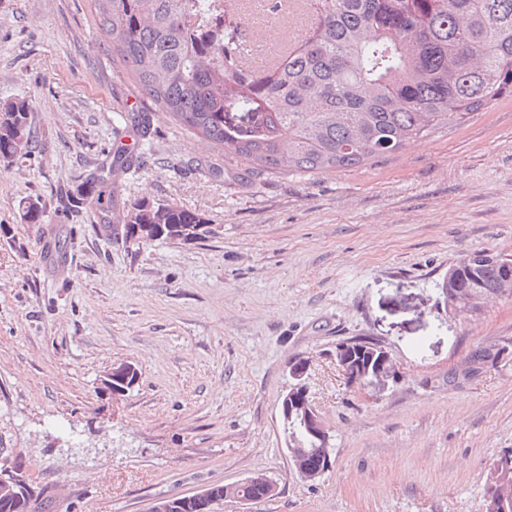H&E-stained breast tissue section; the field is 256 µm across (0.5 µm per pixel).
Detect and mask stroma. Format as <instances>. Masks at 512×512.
Returning a JSON list of instances; mask_svg holds the SVG:
<instances>
[{"instance_id":"1","label":"stroma","mask_w":512,"mask_h":512,"mask_svg":"<svg viewBox=\"0 0 512 512\" xmlns=\"http://www.w3.org/2000/svg\"><path fill=\"white\" fill-rule=\"evenodd\" d=\"M31 100V155L0 159V459L26 462L45 512H150L262 473L276 497L218 512H484L512 448V360L441 378L512 342V298L451 313L438 283L463 255L512 258V98L340 171L252 173L152 105L112 53L95 0H0V102ZM151 129L126 138L122 112ZM122 145L112 223L164 200L210 219L192 243L106 233L88 178ZM37 202L44 221L23 219ZM382 341L402 372L357 390L328 353ZM331 435L317 484L290 466L288 365ZM133 364L122 396L105 384ZM508 346L509 353L505 356L511 354V343L494 340L490 342H482L477 346L473 347L467 355L464 357L466 361L471 363H479V364H489L493 365L500 359H503L505 356H502L503 349ZM499 347H503L502 349H498ZM133 371H136L137 377L133 382H130L129 380ZM105 382L108 388L110 390L112 389V394L121 395L139 382V373L133 365L121 363L112 367V370L107 374ZM117 384L122 385V387H119Z\"/></svg>"}]
</instances>
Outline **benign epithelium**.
<instances>
[{
    "instance_id": "benign-epithelium-1",
    "label": "benign epithelium",
    "mask_w": 512,
    "mask_h": 512,
    "mask_svg": "<svg viewBox=\"0 0 512 512\" xmlns=\"http://www.w3.org/2000/svg\"><path fill=\"white\" fill-rule=\"evenodd\" d=\"M493 299L494 295L481 288H466L454 296V304H460L471 311H476L483 308L484 303ZM352 352V344L341 343L336 345L334 352L330 354V358L336 362V366L343 371L350 387L364 389L384 377L393 379L399 377V371L386 346L381 344L371 345V353L367 356L366 367L361 373L353 374L347 370ZM309 369V360L305 357H300L292 362L290 373L296 384L289 386V389L283 394L280 403V416L285 424L293 416H298L300 426L317 442V446L297 452L291 446L290 437H285L287 450L291 453L293 471L302 480L315 483L330 469L332 462L328 448L329 435L327 429L308 398L307 378ZM133 371H135V367L128 363H121L112 367L106 379V385L112 389V394L121 395L136 385V382L130 381ZM483 375L484 370L482 369H477L464 361L458 363L457 382L462 386L476 382ZM246 484L262 485L267 499L277 495L276 483L267 476L258 473L239 483L222 485L217 492L206 487L186 498L184 503H186L189 512H214V506L218 504V500H216L218 496L221 497L223 502L248 504L253 502V499L247 497L243 492V487ZM1 498L12 501L15 510L28 508V505L25 504V498L17 491L14 481L3 475L0 476Z\"/></svg>"
}]
</instances>
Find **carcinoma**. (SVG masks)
<instances>
[{
    "label": "carcinoma",
    "mask_w": 512,
    "mask_h": 512,
    "mask_svg": "<svg viewBox=\"0 0 512 512\" xmlns=\"http://www.w3.org/2000/svg\"><path fill=\"white\" fill-rule=\"evenodd\" d=\"M112 53L144 95L188 133L257 170H342L394 154L433 131L512 97V0H313L306 34L261 73L238 62L241 29L229 38L195 22L196 0H95ZM265 104L260 119L245 111ZM27 100L0 104V158L20 139L32 146ZM147 114L128 130L145 137ZM94 206L110 219L112 182L93 178ZM144 225L139 246L160 239L193 242L212 233L209 219L172 202L130 205ZM512 259L485 251L462 257L439 289L495 292ZM505 341L482 342L465 356L492 365ZM499 489L496 512H512V448L491 464L485 492Z\"/></svg>",
    "instance_id": "obj_1"
}]
</instances>
